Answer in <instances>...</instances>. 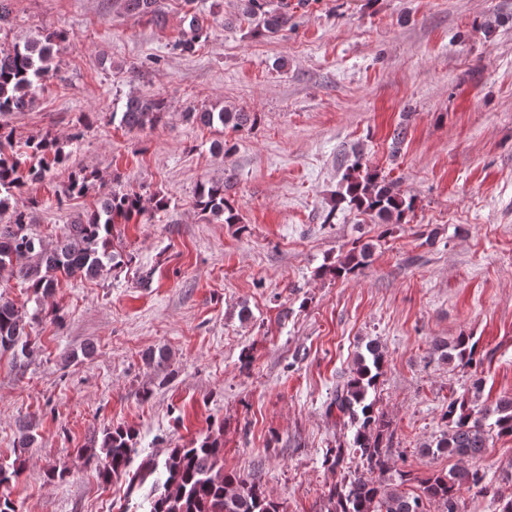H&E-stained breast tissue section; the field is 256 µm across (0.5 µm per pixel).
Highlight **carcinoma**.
<instances>
[{
  "instance_id": "cac0c4a2",
  "label": "carcinoma",
  "mask_w": 512,
  "mask_h": 512,
  "mask_svg": "<svg viewBox=\"0 0 512 512\" xmlns=\"http://www.w3.org/2000/svg\"><path fill=\"white\" fill-rule=\"evenodd\" d=\"M133 15L156 12V0H123ZM243 14L251 21L255 37H272L288 28V3L280 0H243ZM208 32L192 19L189 36L180 42L185 50L207 38ZM66 39L58 29H44L22 45L0 42V114L26 112L37 102L36 90L56 70L54 47ZM167 103L160 98L134 95L112 121L129 130L154 128L165 122ZM184 118L204 126L232 125L244 128L257 122V116L228 108L184 113ZM12 132L0 125V215L9 214L0 224V278L17 276L38 298L54 292L59 278L83 276L101 278L126 265L124 256L111 249L112 232L117 224H127L149 208L167 206L163 196L143 195L114 188L104 195L101 207L77 217L66 232L49 246L30 231L35 222L33 208L18 206L16 191L25 181H41L51 169L66 160L63 144L47 134L25 143V151L12 150ZM233 176L201 184L197 207L226 224L240 223L239 214L228 197ZM91 186V176L71 177L64 193L80 194ZM335 207L374 215L385 224H402L415 208V198L402 192L395 182L357 157L347 165ZM371 255L370 245L353 247L344 257L320 269L336 278L363 267ZM28 322L10 301L0 297V349L10 350L24 360L33 355L35 344L26 331ZM433 353L441 360H455L463 367L476 362V342L467 335L453 343L436 339ZM385 349L377 340L365 345L350 374L336 385L329 411L353 429L351 439L340 441L327 451L326 460L334 468L352 462L356 469L328 489L323 512H458L457 502L464 489L485 492L484 475L475 465L496 437L512 436V397L494 403L480 401L481 379L448 402L442 413L445 429L425 441L424 454L460 456L471 462L449 472L416 477L409 470H392L388 443L390 422L375 409L372 393L383 374ZM136 432L122 426L102 431L93 447L79 453L94 462L99 477L110 482L122 477L132 485L151 484L144 500V512H280V504L267 492L261 478L224 470L221 435H207L171 448L163 458L146 457L131 469ZM417 483L418 491L406 485Z\"/></svg>"
}]
</instances>
